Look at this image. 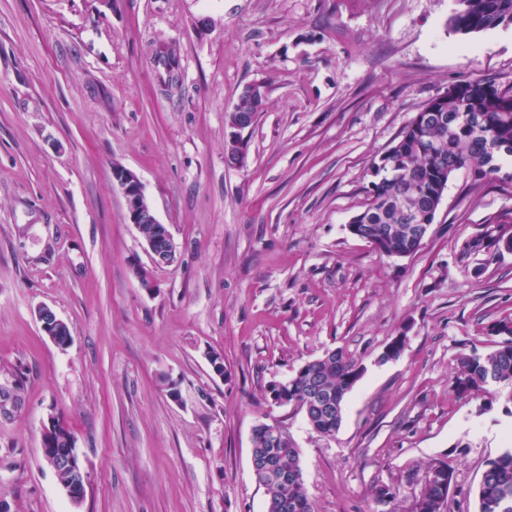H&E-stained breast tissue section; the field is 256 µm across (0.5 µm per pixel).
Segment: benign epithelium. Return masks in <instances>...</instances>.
I'll use <instances>...</instances> for the list:
<instances>
[{"label":"benign epithelium","instance_id":"obj_1","mask_svg":"<svg viewBox=\"0 0 512 512\" xmlns=\"http://www.w3.org/2000/svg\"><path fill=\"white\" fill-rule=\"evenodd\" d=\"M254 121L253 113H238L233 131L228 136L236 153L243 152V132L250 128ZM460 125L478 129L483 126V115L476 110L448 113V131L452 132ZM113 177L125 197L129 223L137 228L144 239L152 263L156 266L173 264L177 259V245L167 226L157 219L138 176L129 170L117 169ZM37 321L42 333L56 345L65 346L70 342L71 333L68 324L50 307L42 306L38 309ZM62 432L64 427L55 419H50L43 433L42 458L58 477L65 478L63 487L68 497L72 502L79 503L84 498L85 472L78 454L70 447H52V442Z\"/></svg>","mask_w":512,"mask_h":512}]
</instances>
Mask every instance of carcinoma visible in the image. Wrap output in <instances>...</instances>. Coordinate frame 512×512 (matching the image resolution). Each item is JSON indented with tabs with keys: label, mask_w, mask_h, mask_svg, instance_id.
<instances>
[{
	"label": "carcinoma",
	"mask_w": 512,
	"mask_h": 512,
	"mask_svg": "<svg viewBox=\"0 0 512 512\" xmlns=\"http://www.w3.org/2000/svg\"><path fill=\"white\" fill-rule=\"evenodd\" d=\"M458 8L448 19L449 27L456 33L468 35L500 26L512 25V0H457ZM263 94L245 90L228 115V125L235 123V113L262 111ZM479 108L483 112L484 127L479 133L463 129L456 134H443L440 123L417 131L407 125L399 140L387 150L379 181L372 184L369 202L360 219L362 232L368 236L385 233L388 251L416 252L409 238L408 227L398 201L404 184H409L413 195L410 203L429 207L439 204L448 183V167L465 168L485 177L497 173L501 167L498 157L486 150L485 136L512 145V101L486 100L471 102L466 96L450 91L443 95L437 112L448 116L450 112ZM363 367L347 356L343 350L334 349L321 357L308 360L301 366L300 377L283 388L288 404H305L309 390L321 388L332 397L337 409L328 412L314 404L309 405L305 417L311 429L321 436H332L342 421V404L353 389V376ZM497 383L512 384V341L497 346L486 354L475 350L462 352L457 357L451 389L459 398L488 392ZM253 455L274 458L282 469L301 467L299 450L272 444L268 431L261 425L252 435ZM452 481L440 485L435 481L423 484L415 497L411 512H447ZM266 495V512H315L304 483L283 482L275 475L263 476ZM478 512H512V448L485 461L478 486Z\"/></svg>",
	"instance_id": "1"
}]
</instances>
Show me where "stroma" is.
<instances>
[{
    "label": "stroma",
    "mask_w": 512,
    "mask_h": 512,
    "mask_svg": "<svg viewBox=\"0 0 512 512\" xmlns=\"http://www.w3.org/2000/svg\"><path fill=\"white\" fill-rule=\"evenodd\" d=\"M456 7L0 0V389L22 400L0 414L5 512H266L262 422L287 428L316 512H387L377 485L409 512L436 461L451 512H477L486 459L512 447V386L459 399L449 380L512 322V251L491 245L512 236V160L453 173L412 255L348 229L373 161L432 99L473 80L512 94V25L459 34ZM254 84L264 108L230 164L227 117ZM117 168L172 233L173 265H153ZM42 305L68 346L41 332ZM331 349L364 372L322 437L267 385ZM56 416L87 477L77 505L41 456ZM37 321L42 333L58 346H65L71 340V333L66 322L60 319L48 306L37 311Z\"/></svg>",
    "instance_id": "35a3bbf8"
}]
</instances>
